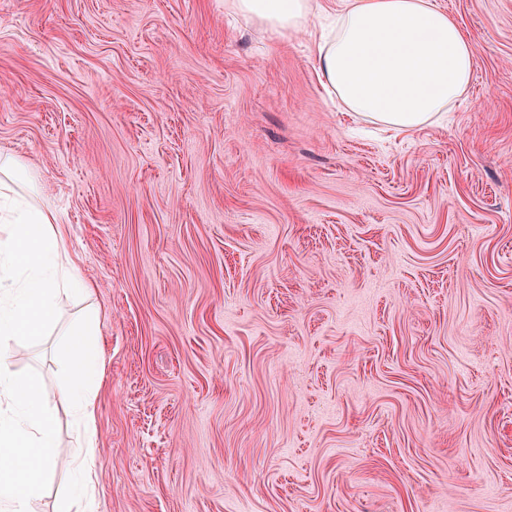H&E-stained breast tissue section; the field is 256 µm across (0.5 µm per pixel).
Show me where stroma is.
Masks as SVG:
<instances>
[{"mask_svg": "<svg viewBox=\"0 0 512 512\" xmlns=\"http://www.w3.org/2000/svg\"><path fill=\"white\" fill-rule=\"evenodd\" d=\"M436 2L472 78L394 134L225 0H0V151L94 287L12 345L56 403L40 512L89 308L96 512H512V0Z\"/></svg>", "mask_w": 512, "mask_h": 512, "instance_id": "35a3bbf8", "label": "stroma"}]
</instances>
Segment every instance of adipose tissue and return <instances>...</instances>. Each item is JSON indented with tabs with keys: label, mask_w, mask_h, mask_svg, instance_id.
<instances>
[{
	"label": "adipose tissue",
	"mask_w": 512,
	"mask_h": 512,
	"mask_svg": "<svg viewBox=\"0 0 512 512\" xmlns=\"http://www.w3.org/2000/svg\"><path fill=\"white\" fill-rule=\"evenodd\" d=\"M227 9L275 36L313 27L323 12L316 0H226ZM475 48L434 0H341L328 33L316 46L323 90L360 119L394 132L418 129L466 91ZM20 162L0 151V512H36L42 487L59 459L53 417L41 388L8 367L9 343L32 341L58 317L61 296H91L62 250L52 211L14 191L25 180ZM99 313L76 320L59 354L61 392L84 436L74 458L77 488L95 483L94 388L103 370Z\"/></svg>",
	"instance_id": "1"
}]
</instances>
